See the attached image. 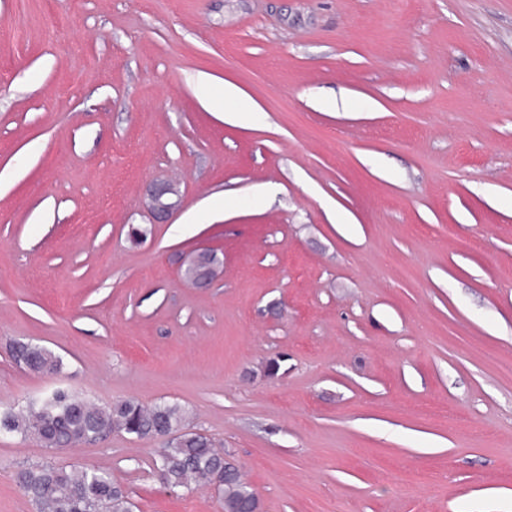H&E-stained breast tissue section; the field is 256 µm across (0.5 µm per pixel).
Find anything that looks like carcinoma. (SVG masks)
<instances>
[{
    "label": "carcinoma",
    "instance_id": "obj_1",
    "mask_svg": "<svg viewBox=\"0 0 512 512\" xmlns=\"http://www.w3.org/2000/svg\"><path fill=\"white\" fill-rule=\"evenodd\" d=\"M23 358L34 372H58L63 365L60 356L40 345L23 348ZM187 419L183 408L166 402L143 406L126 400L99 406L57 389L25 410L0 413V428L32 437L46 448L79 444L103 432L137 439L172 434L157 453L169 487L215 484L224 512H255L256 492L242 478L224 476V453L208 436L187 431ZM18 483L34 505L48 512H131L125 490L100 469L36 464L22 471Z\"/></svg>",
    "mask_w": 512,
    "mask_h": 512
}]
</instances>
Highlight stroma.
<instances>
[{
  "label": "stroma",
  "mask_w": 512,
  "mask_h": 512,
  "mask_svg": "<svg viewBox=\"0 0 512 512\" xmlns=\"http://www.w3.org/2000/svg\"><path fill=\"white\" fill-rule=\"evenodd\" d=\"M3 169L0 411L179 405L260 512H512V0H0ZM162 445L1 432L0 512L36 463L224 512ZM224 94L226 98L233 99L236 102V108L232 113H227L229 114L228 118L239 123H251L254 112H258V110L254 109L248 101L241 99L236 89L232 86L226 87ZM170 193V189L165 184H155L149 194V208L158 219L169 215L176 208L175 203L164 201L165 195ZM22 354L26 365L33 372H58L63 365L59 355L40 345L24 347Z\"/></svg>",
  "instance_id": "1"
}]
</instances>
